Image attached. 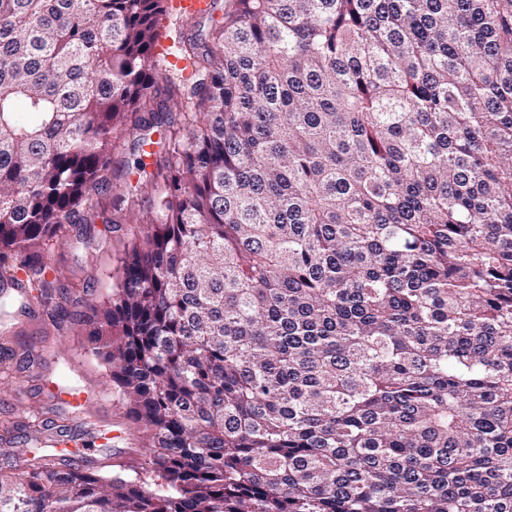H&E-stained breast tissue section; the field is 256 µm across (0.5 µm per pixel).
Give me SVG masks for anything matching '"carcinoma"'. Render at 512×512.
Returning <instances> with one entry per match:
<instances>
[{
  "label": "carcinoma",
  "instance_id": "obj_1",
  "mask_svg": "<svg viewBox=\"0 0 512 512\" xmlns=\"http://www.w3.org/2000/svg\"><path fill=\"white\" fill-rule=\"evenodd\" d=\"M216 5L160 93L164 0H0V280L152 189L85 320L141 458L0 512H512V0Z\"/></svg>",
  "mask_w": 512,
  "mask_h": 512
}]
</instances>
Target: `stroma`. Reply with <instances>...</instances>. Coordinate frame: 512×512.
I'll return each mask as SVG.
<instances>
[{
    "mask_svg": "<svg viewBox=\"0 0 512 512\" xmlns=\"http://www.w3.org/2000/svg\"><path fill=\"white\" fill-rule=\"evenodd\" d=\"M136 225H96L84 237L68 234L47 257L65 286L61 307L44 308L33 288H0V459L39 435V422L54 421L70 436L64 447L81 460L135 464L142 428L127 407L106 364L89 349L81 319L114 284L113 269ZM84 394L67 404L70 390Z\"/></svg>",
    "mask_w": 512,
    "mask_h": 512,
    "instance_id": "stroma-1",
    "label": "stroma"
}]
</instances>
